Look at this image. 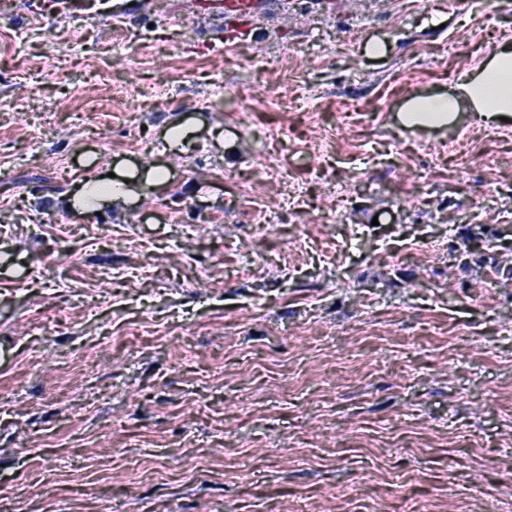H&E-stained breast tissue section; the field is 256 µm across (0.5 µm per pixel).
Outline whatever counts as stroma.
Instances as JSON below:
<instances>
[{
	"mask_svg": "<svg viewBox=\"0 0 512 512\" xmlns=\"http://www.w3.org/2000/svg\"><path fill=\"white\" fill-rule=\"evenodd\" d=\"M223 30L194 0L0 17V512H512V121L401 119L512 44V0ZM110 173L126 205L65 207Z\"/></svg>",
	"mask_w": 512,
	"mask_h": 512,
	"instance_id": "stroma-1",
	"label": "stroma"
}]
</instances>
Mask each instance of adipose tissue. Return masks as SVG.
Masks as SVG:
<instances>
[{
    "label": "adipose tissue",
    "mask_w": 512,
    "mask_h": 512,
    "mask_svg": "<svg viewBox=\"0 0 512 512\" xmlns=\"http://www.w3.org/2000/svg\"><path fill=\"white\" fill-rule=\"evenodd\" d=\"M464 105L486 122L512 116L511 47H502L484 66L464 77L453 93L443 97L411 99L404 119L413 126H439Z\"/></svg>",
    "instance_id": "adipose-tissue-1"
}]
</instances>
